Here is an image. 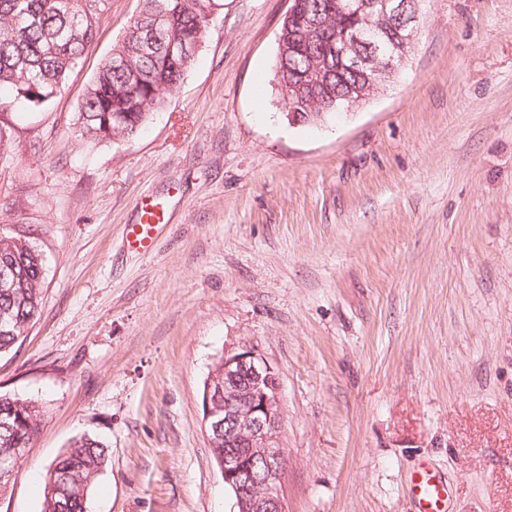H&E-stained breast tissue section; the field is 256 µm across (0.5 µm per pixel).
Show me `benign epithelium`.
<instances>
[{
  "label": "benign epithelium",
  "instance_id": "benign-epithelium-1",
  "mask_svg": "<svg viewBox=\"0 0 512 512\" xmlns=\"http://www.w3.org/2000/svg\"><path fill=\"white\" fill-rule=\"evenodd\" d=\"M288 18L296 21L288 39L320 40L318 53L309 55L303 80L288 85L298 103L288 108V120L301 122V106L318 101L325 65L336 62V73L360 74L365 85L323 102L346 110L368 99L401 69L414 47L421 0H324L311 11L302 0H290ZM192 45L165 42V54L178 61ZM203 424L224 439L221 475L235 495L237 512H287L283 485L287 456L281 442L284 412L278 369L259 345L243 341L224 348L223 372L206 378Z\"/></svg>",
  "mask_w": 512,
  "mask_h": 512
}]
</instances>
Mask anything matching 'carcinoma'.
<instances>
[{"label":"carcinoma","mask_w":512,"mask_h":512,"mask_svg":"<svg viewBox=\"0 0 512 512\" xmlns=\"http://www.w3.org/2000/svg\"><path fill=\"white\" fill-rule=\"evenodd\" d=\"M108 0H0V89L27 108L47 102L88 53ZM213 0H142L139 20L103 59L79 108L76 125L91 140L129 138L162 109L165 95L183 79L188 63L166 61L161 47L146 54L144 31L165 14L166 39L199 45ZM277 68L292 82L307 70V55L278 54ZM20 257L16 287L0 289V355L11 351L35 323L43 303L44 259L29 237L0 233V259ZM44 418L36 400L0 394V460L29 448ZM103 444L88 435L49 464L42 512H86L90 488L106 466Z\"/></svg>","instance_id":"1"}]
</instances>
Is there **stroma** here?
Masks as SVG:
<instances>
[{
	"mask_svg": "<svg viewBox=\"0 0 512 512\" xmlns=\"http://www.w3.org/2000/svg\"><path fill=\"white\" fill-rule=\"evenodd\" d=\"M288 0H217L143 132L76 117L141 0H110L61 91L0 95V232L40 247L44 301L0 394L45 419L0 512H41L78 435L109 464L87 512H235L201 393L226 345L278 368L288 512H410L428 459L454 512H512V0H422L406 64L364 105L289 123ZM166 206L130 250L142 198ZM138 215V223L127 225L126 242L130 249L145 255L152 251L159 230L166 224L165 213L152 197H146L139 204Z\"/></svg>",
	"mask_w": 512,
	"mask_h": 512,
	"instance_id": "35a3bbf8",
	"label": "stroma"
}]
</instances>
